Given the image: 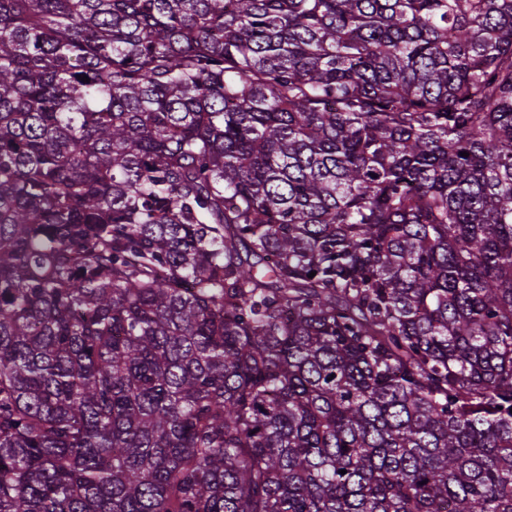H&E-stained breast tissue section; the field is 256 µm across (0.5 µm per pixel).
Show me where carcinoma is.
I'll list each match as a JSON object with an SVG mask.
<instances>
[{
  "instance_id": "cac0c4a2",
  "label": "carcinoma",
  "mask_w": 512,
  "mask_h": 512,
  "mask_svg": "<svg viewBox=\"0 0 512 512\" xmlns=\"http://www.w3.org/2000/svg\"><path fill=\"white\" fill-rule=\"evenodd\" d=\"M0 512H512V0H0Z\"/></svg>"
}]
</instances>
